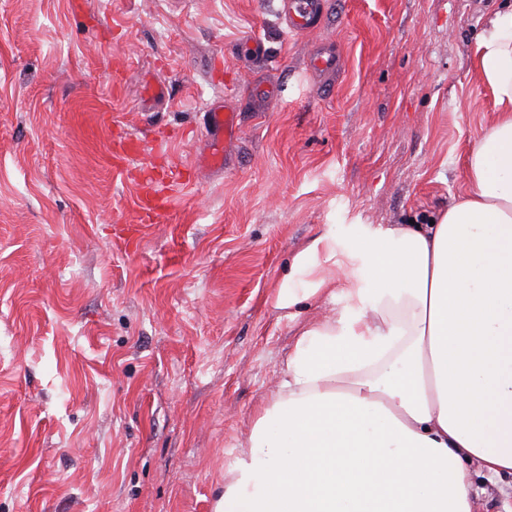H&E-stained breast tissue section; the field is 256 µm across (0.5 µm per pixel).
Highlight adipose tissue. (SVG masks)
I'll return each mask as SVG.
<instances>
[{"instance_id": "1", "label": "adipose tissue", "mask_w": 512, "mask_h": 512, "mask_svg": "<svg viewBox=\"0 0 512 512\" xmlns=\"http://www.w3.org/2000/svg\"><path fill=\"white\" fill-rule=\"evenodd\" d=\"M474 68L496 110L460 199L295 255L276 308L339 306L298 334L215 512H472L474 475H512V6Z\"/></svg>"}]
</instances>
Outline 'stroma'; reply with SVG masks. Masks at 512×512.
Segmentation results:
<instances>
[{
	"label": "stroma",
	"instance_id": "obj_1",
	"mask_svg": "<svg viewBox=\"0 0 512 512\" xmlns=\"http://www.w3.org/2000/svg\"><path fill=\"white\" fill-rule=\"evenodd\" d=\"M505 2L326 0L292 33L281 0H0V512H215L334 308L275 309L295 254L460 197Z\"/></svg>",
	"mask_w": 512,
	"mask_h": 512
}]
</instances>
